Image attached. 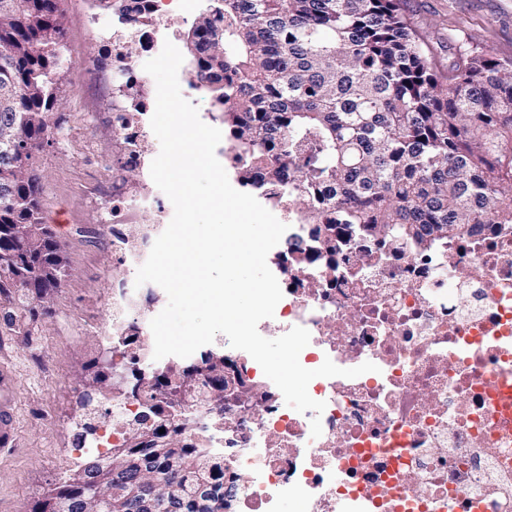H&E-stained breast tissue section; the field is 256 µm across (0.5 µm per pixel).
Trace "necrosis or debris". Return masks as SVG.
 I'll return each instance as SVG.
<instances>
[{
    "label": "necrosis or debris",
    "mask_w": 512,
    "mask_h": 512,
    "mask_svg": "<svg viewBox=\"0 0 512 512\" xmlns=\"http://www.w3.org/2000/svg\"><path fill=\"white\" fill-rule=\"evenodd\" d=\"M143 2L118 21L151 56L163 48L164 22L177 21L190 0ZM126 44L112 39V125L122 132L120 166L140 171L154 149V96ZM265 196L288 229L273 254L283 297L260 334L306 328L299 361L308 369L327 358L376 369L314 378L308 392L326 404L319 416L289 407L256 367L247 403L216 400L197 385L198 411L223 412L224 421H207L192 438L234 473L224 493L235 512H277L292 497L306 498L311 512H512V401L494 387L512 386V234L485 228L424 251L337 228L315 240L277 186ZM99 204L115 268L112 319L99 332L118 339L146 296L137 270L165 229L138 215L165 201L153 181L117 180Z\"/></svg>",
    "instance_id": "obj_1"
}]
</instances>
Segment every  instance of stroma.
Masks as SVG:
<instances>
[{
	"label": "stroma",
	"mask_w": 512,
	"mask_h": 512,
	"mask_svg": "<svg viewBox=\"0 0 512 512\" xmlns=\"http://www.w3.org/2000/svg\"><path fill=\"white\" fill-rule=\"evenodd\" d=\"M56 6L65 28L57 104L32 168L42 186V220L60 243L68 274L49 302L50 315L26 332L0 319V363L16 370V446L0 453V512H31L75 461L90 458L77 445L80 420L100 431L112 423V389L98 395L92 415L77 404L85 367L101 348L95 326L112 318V248L90 232L104 221L92 196L115 178L142 179L112 161V75L83 0ZM402 8L438 67L447 66L449 45L472 42L512 60V0H403Z\"/></svg>",
	"instance_id": "1"
}]
</instances>
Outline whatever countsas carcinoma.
<instances>
[{
  "label": "carcinoma",
  "mask_w": 512,
  "mask_h": 512,
  "mask_svg": "<svg viewBox=\"0 0 512 512\" xmlns=\"http://www.w3.org/2000/svg\"><path fill=\"white\" fill-rule=\"evenodd\" d=\"M0 25V41L22 44L10 65L23 87L17 114L47 115L44 81L57 66L46 48L50 32L64 39L53 0ZM189 84L207 83L238 153L258 166L254 185L282 183L310 224L331 211L336 223L377 237L385 230L421 249L439 243L425 229L455 225L469 234L491 224L512 230V61L490 51L459 49L441 72L408 24L401 0H211L191 27ZM42 121L16 127L29 151L49 137ZM39 177L14 183L0 197V226L37 225L36 242L21 248L0 231V254L18 257L17 271L0 269V301L22 304L28 318L50 312L47 284L36 267L62 262L60 246L40 217ZM114 370L125 374L126 397L147 396L151 425L77 465L36 503L33 512H95L88 489L121 481L164 486L157 512H234L224 497V457L194 446L188 414L177 418L174 397L183 380L204 366L211 390L224 398V350L211 348L174 368L141 363L146 349L137 322L129 325ZM150 372L143 385L139 375ZM165 432H159V429Z\"/></svg>",
  "instance_id": "obj_1"
}]
</instances>
